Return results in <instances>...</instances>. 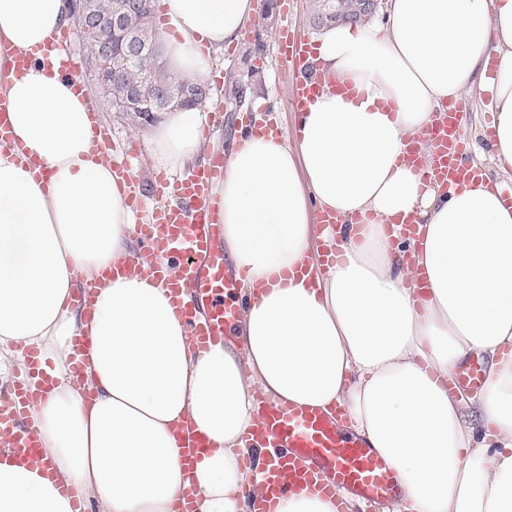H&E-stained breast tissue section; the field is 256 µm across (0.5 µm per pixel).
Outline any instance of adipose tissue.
I'll list each match as a JSON object with an SVG mask.
<instances>
[{
    "mask_svg": "<svg viewBox=\"0 0 512 512\" xmlns=\"http://www.w3.org/2000/svg\"><path fill=\"white\" fill-rule=\"evenodd\" d=\"M173 75L202 77V44H231L258 0H162ZM69 22L65 0H0V373L13 344L54 364L30 409L47 470L0 458V512H173L183 471L173 426L212 443L196 466V512H250L259 472L242 466L250 394L345 409L397 472L392 512H512V204L500 184L447 187L430 175L428 133L448 99L478 96L497 52L493 156L512 172V0H387L386 21L328 24L311 63L328 83L294 142L244 135L219 189L224 245L246 290L238 337L194 355L163 289L104 280L129 254L133 217L111 160L93 143L83 95L14 53ZM198 109L164 113L155 152L175 166L201 150ZM415 148L421 167L404 162ZM340 217L336 228L317 212ZM412 219L415 237L400 234ZM343 259L327 272L317 240ZM309 261L314 286L285 281ZM96 290L92 315L67 307ZM89 339L85 387L71 384L72 339ZM490 380L474 395L448 379L471 354ZM85 390V391H86ZM75 496H68V489ZM81 507H73V498Z\"/></svg>",
    "mask_w": 512,
    "mask_h": 512,
    "instance_id": "1",
    "label": "adipose tissue"
}]
</instances>
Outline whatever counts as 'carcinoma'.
I'll return each mask as SVG.
<instances>
[{
	"label": "carcinoma",
	"instance_id": "cac0c4a2",
	"mask_svg": "<svg viewBox=\"0 0 512 512\" xmlns=\"http://www.w3.org/2000/svg\"><path fill=\"white\" fill-rule=\"evenodd\" d=\"M313 22L319 27L328 22H357L371 16L375 9L365 0H311ZM153 0H143L142 6L127 16L128 29L152 55L123 75L112 78V85L101 91L114 112L145 119V113L164 108L200 107L206 101L198 78L172 75L162 61L158 33L153 28Z\"/></svg>",
	"mask_w": 512,
	"mask_h": 512
}]
</instances>
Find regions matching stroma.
Segmentation results:
<instances>
[{"label":"stroma","instance_id":"1","mask_svg":"<svg viewBox=\"0 0 512 512\" xmlns=\"http://www.w3.org/2000/svg\"><path fill=\"white\" fill-rule=\"evenodd\" d=\"M313 11L310 0H288L287 7H274L269 19L256 20L240 39L221 50L212 51L206 80L211 88V101L205 111H212L214 103L224 106V128L210 139L204 140L200 159L215 152L229 153L234 145L232 133L243 126L241 116L254 113L256 121L276 124L287 134L296 131V115L291 112L287 99L290 95L291 77L278 67L279 39L282 30L288 29L308 36L314 35ZM231 74L242 75V99L233 101L222 81ZM89 97L97 106V119L112 135L113 161H126L136 156V173L145 195V206L137 217L138 223L150 221L153 208L161 199L153 189L150 172L163 168L164 162L150 149L146 126L123 113L112 111L97 91ZM494 95L486 90L477 98L467 100L461 134L468 144L482 151L485 170H492L490 156L492 141L485 134V127L493 120Z\"/></svg>","mask_w":512,"mask_h":512}]
</instances>
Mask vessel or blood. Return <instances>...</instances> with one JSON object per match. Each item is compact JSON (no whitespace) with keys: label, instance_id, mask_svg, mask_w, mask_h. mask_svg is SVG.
Here are the masks:
<instances>
[{"label":"vessel or blood","instance_id":"obj_1","mask_svg":"<svg viewBox=\"0 0 512 512\" xmlns=\"http://www.w3.org/2000/svg\"><path fill=\"white\" fill-rule=\"evenodd\" d=\"M76 34L73 26L55 31L40 51L17 56V70H24L37 56H51L61 77L74 90H83L82 67L71 50ZM282 51L293 77L288 104L300 112L321 89L320 80L307 75L310 40L299 33H287ZM463 111L462 103H449L446 119L429 129L439 146L432 174L450 186L482 175L481 169L466 158L459 132ZM224 166L223 155L216 154L179 180H171L162 172L155 175L156 194L175 195L178 202L158 208L151 223L134 226L135 251L118 258L110 271L114 277L138 276L161 283L174 315L186 326L192 351L198 355L223 340L242 311L240 276L224 253L218 222L220 199L213 192L224 177ZM116 175L127 205L138 209V179L126 168L117 169ZM25 370L27 380L0 393V455L21 465H38L42 459L29 408L46 398L51 377L45 361L33 350L27 353ZM487 382L483 363L470 360L460 366L452 384L479 391ZM251 409L254 421L244 434L245 445L264 451L258 467L261 484L252 498L251 512H274L281 500L302 492L329 500L334 512H350L354 498L379 503L398 495L395 470L363 436L349 430L342 411L291 403L274 405L258 391L251 396ZM176 434L183 471L192 474L209 442L188 423L178 425Z\"/></svg>","mask_w":512,"mask_h":512}]
</instances>
